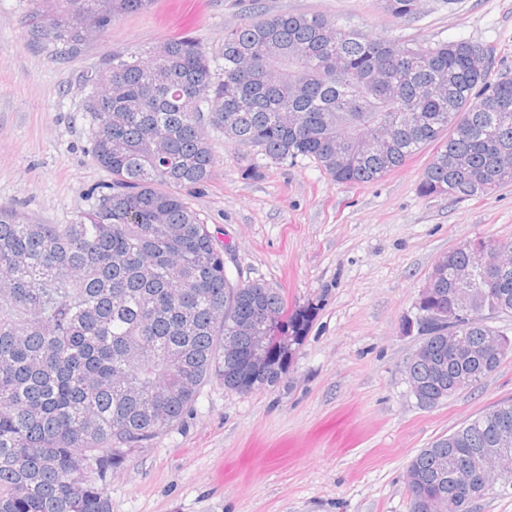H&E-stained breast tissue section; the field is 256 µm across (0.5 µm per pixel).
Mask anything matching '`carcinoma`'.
<instances>
[{
    "instance_id": "carcinoma-1",
    "label": "carcinoma",
    "mask_w": 512,
    "mask_h": 512,
    "mask_svg": "<svg viewBox=\"0 0 512 512\" xmlns=\"http://www.w3.org/2000/svg\"><path fill=\"white\" fill-rule=\"evenodd\" d=\"M400 20L421 0H380ZM152 0H39L37 33L78 45L123 13ZM479 51L464 39L401 43L339 26L321 14L257 11L224 32L219 54L190 36L168 39L148 59L116 53L109 103L90 111L93 156L110 180L92 212L73 224H37L0 206V512H110L105 489L133 449L178 421L201 385L251 393L288 374L314 315L288 307L280 289L233 277L229 247L184 201L207 184L212 141L253 149L275 164L315 161L340 184H368L431 146L418 184L423 197L489 196L512 183V77L470 68ZM414 102V125L403 105ZM377 136L361 152L337 140ZM463 157L467 168L458 172ZM494 251L512 240H471L441 255L420 291L423 321L403 330L422 336V356L404 373L417 403L435 407L494 373L512 339L471 313L456 325L432 313L452 302L454 272L475 271L487 305L512 316V263L490 272ZM270 323L267 363L255 368L252 325ZM476 346L497 336L501 349L478 369L448 354V333ZM235 352L227 353V345ZM468 373L473 380L459 384ZM512 432V398L421 449L407 473L409 512H472L492 479L457 481L469 450L490 448Z\"/></svg>"
}]
</instances>
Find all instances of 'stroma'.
<instances>
[{"mask_svg":"<svg viewBox=\"0 0 512 512\" xmlns=\"http://www.w3.org/2000/svg\"><path fill=\"white\" fill-rule=\"evenodd\" d=\"M255 7L400 41L489 44L494 74L512 75V0H422L411 21L379 0H153L72 50L32 33L37 0H0V205L42 224L89 213L109 175L93 158L88 77L113 54L144 58L174 35L219 52L225 28ZM214 154L213 178L188 205L243 278L315 315L279 385L240 394L212 380L134 449L106 488L111 512H408L410 459L512 398V357L432 408L403 373L421 341L403 323L429 270L461 240L512 239V184L482 199L420 196L428 149L363 185L336 183L309 159L252 179L253 151L218 139Z\"/></svg>","mask_w":512,"mask_h":512,"instance_id":"obj_1","label":"stroma"}]
</instances>
